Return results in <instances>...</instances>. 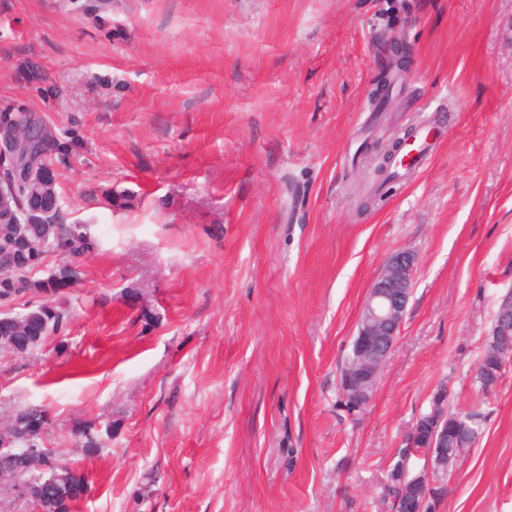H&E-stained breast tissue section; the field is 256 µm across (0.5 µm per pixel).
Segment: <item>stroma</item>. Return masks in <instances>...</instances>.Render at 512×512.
Returning a JSON list of instances; mask_svg holds the SVG:
<instances>
[{
	"mask_svg": "<svg viewBox=\"0 0 512 512\" xmlns=\"http://www.w3.org/2000/svg\"><path fill=\"white\" fill-rule=\"evenodd\" d=\"M394 39L408 72L378 108ZM6 107L68 143L63 214L92 240L76 281L10 306L65 329L0 351V422L49 410L44 447L88 479L72 512H392L442 385L485 421L431 512H512V360L475 380L512 291V0H0ZM425 112L426 163L362 205ZM402 250L413 291L353 415L340 367ZM6 312L7 311H1L0 321L5 320L8 323H16L18 318H23L25 315L28 314L30 316V320L33 323L41 324L47 322L48 325L56 326L55 332H57L63 327V324L65 323L67 318L66 313L63 309L48 303H42L39 306L32 308L23 314H16V317L2 318V314Z\"/></svg>",
	"mask_w": 512,
	"mask_h": 512,
	"instance_id": "35a3bbf8",
	"label": "stroma"
}]
</instances>
